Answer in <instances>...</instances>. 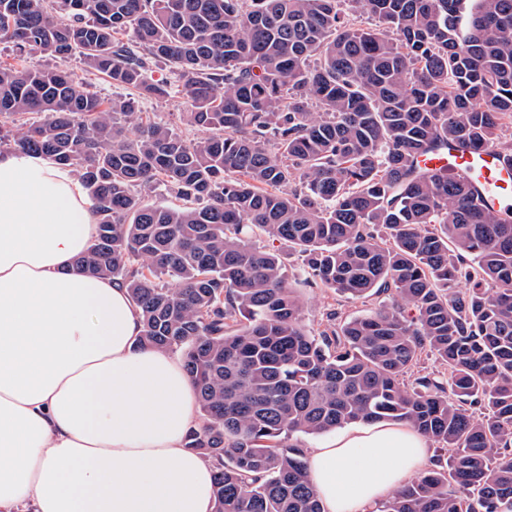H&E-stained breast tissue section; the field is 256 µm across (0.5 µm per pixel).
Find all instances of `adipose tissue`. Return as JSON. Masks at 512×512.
Instances as JSON below:
<instances>
[{
    "instance_id": "obj_1",
    "label": "adipose tissue",
    "mask_w": 512,
    "mask_h": 512,
    "mask_svg": "<svg viewBox=\"0 0 512 512\" xmlns=\"http://www.w3.org/2000/svg\"><path fill=\"white\" fill-rule=\"evenodd\" d=\"M97 229L71 168L0 155V512H214L183 358L141 344L127 288L75 266ZM427 460L407 424L348 426L308 474L324 512H375Z\"/></svg>"
}]
</instances>
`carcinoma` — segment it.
<instances>
[{
    "instance_id": "cac0c4a2",
    "label": "carcinoma",
    "mask_w": 512,
    "mask_h": 512,
    "mask_svg": "<svg viewBox=\"0 0 512 512\" xmlns=\"http://www.w3.org/2000/svg\"><path fill=\"white\" fill-rule=\"evenodd\" d=\"M0 41L60 61L0 66V152L86 188L76 265L126 285L140 342L181 352L214 512H323L290 437L384 420L451 455L381 512H512V211L420 165L450 142L512 164V0H0ZM75 55L141 98L170 96L148 76L167 62L207 137L104 105ZM262 236L305 284L391 303L310 334ZM425 352L447 376L405 382Z\"/></svg>"
}]
</instances>
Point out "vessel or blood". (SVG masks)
I'll use <instances>...</instances> for the list:
<instances>
[{
  "label": "vessel or blood",
  "instance_id": "b4317fda",
  "mask_svg": "<svg viewBox=\"0 0 512 512\" xmlns=\"http://www.w3.org/2000/svg\"><path fill=\"white\" fill-rule=\"evenodd\" d=\"M425 166L466 174L489 205L497 209L512 206V165L504 163L494 150L448 147L426 160Z\"/></svg>",
  "mask_w": 512,
  "mask_h": 512
}]
</instances>
